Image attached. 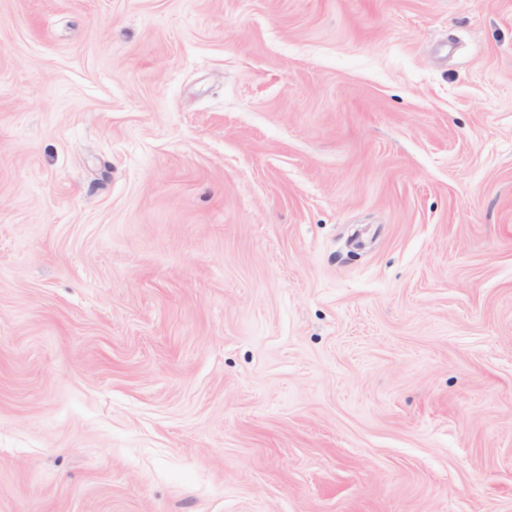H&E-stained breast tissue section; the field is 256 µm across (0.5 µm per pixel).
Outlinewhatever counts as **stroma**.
Returning <instances> with one entry per match:
<instances>
[{
	"mask_svg": "<svg viewBox=\"0 0 512 512\" xmlns=\"http://www.w3.org/2000/svg\"><path fill=\"white\" fill-rule=\"evenodd\" d=\"M0 512H512V0H0Z\"/></svg>",
	"mask_w": 512,
	"mask_h": 512,
	"instance_id": "stroma-1",
	"label": "stroma"
}]
</instances>
